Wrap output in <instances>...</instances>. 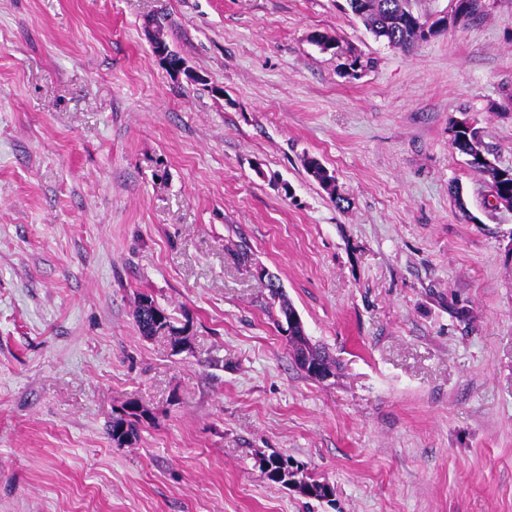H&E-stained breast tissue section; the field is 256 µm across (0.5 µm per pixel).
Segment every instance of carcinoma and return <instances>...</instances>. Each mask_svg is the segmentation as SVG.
Here are the masks:
<instances>
[{"instance_id": "obj_1", "label": "carcinoma", "mask_w": 512, "mask_h": 512, "mask_svg": "<svg viewBox=\"0 0 512 512\" xmlns=\"http://www.w3.org/2000/svg\"><path fill=\"white\" fill-rule=\"evenodd\" d=\"M351 12L358 17L375 38L405 51L411 50L417 43L427 39V22L423 21L415 9L416 0H346ZM451 145L459 153L469 157L472 168L488 177V182L496 188L494 197L505 206H512V168H501L492 161L483 160L484 150L474 127L452 123L450 127ZM307 174L312 177L330 198H336V184L333 175L315 157L304 159ZM135 321L142 335L153 337L168 334L173 343L183 341L180 332L184 328L175 325V318L160 307L152 297L145 295L139 301L135 311ZM288 342L294 357L301 358L298 365L319 363L324 369L333 371L336 362L325 352L310 342L305 330L297 327L288 335ZM149 420L148 414L133 404L112 412L107 431L112 441L119 447L128 446L137 439L139 427ZM259 466L267 479L283 486L293 482L299 493L314 500H325L333 493L327 481L311 476L305 466L288 456L269 455L259 460Z\"/></svg>"}]
</instances>
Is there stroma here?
Wrapping results in <instances>:
<instances>
[{
    "instance_id": "stroma-1",
    "label": "stroma",
    "mask_w": 512,
    "mask_h": 512,
    "mask_svg": "<svg viewBox=\"0 0 512 512\" xmlns=\"http://www.w3.org/2000/svg\"><path fill=\"white\" fill-rule=\"evenodd\" d=\"M454 119L512 168V0L409 52L345 0H0V512H512V208ZM152 48H153V52L154 54L160 59L162 60V62L168 67L170 68L171 71L179 74V73H184L186 78L191 81V82H196V81H199L200 79V76L199 74L189 70L187 67H186V64L180 60L178 61L174 66L173 68L170 67L169 63H168V60H169V57H170V54H173L170 50V48L167 46V44L162 40L160 39L159 37H155L152 41ZM452 137L451 145L459 153L464 154L469 159L472 168L488 177L490 186L496 188L494 197L500 204L512 206V168H501L489 160L482 150V143L478 131L474 127H467L463 124H457L454 121L450 127ZM482 157L488 159L484 161ZM304 167L307 174L327 192L331 199H337L335 179L316 157H306ZM135 321L143 336L153 337L167 333L172 337L174 344L184 340L179 335L185 327L176 326L175 318L160 307L151 296L144 295L139 301L135 311ZM287 336L291 350H293V357L303 371L304 364L316 362L321 364L324 369L334 374L333 370L336 367V362L326 356L325 352L321 351L320 348L310 342L304 328L296 327L289 335L287 333ZM298 357H301L302 360L299 361ZM305 373L310 377L308 372ZM150 417L144 410H139L133 404L113 411L112 419L108 421L107 431L117 446H128L136 441L139 427ZM259 466L267 479L275 484L288 486L289 482L297 484L299 493L314 500H325L333 493V488L327 481H321L311 476L305 466L288 456L269 455L259 460Z\"/></svg>"
}]
</instances>
